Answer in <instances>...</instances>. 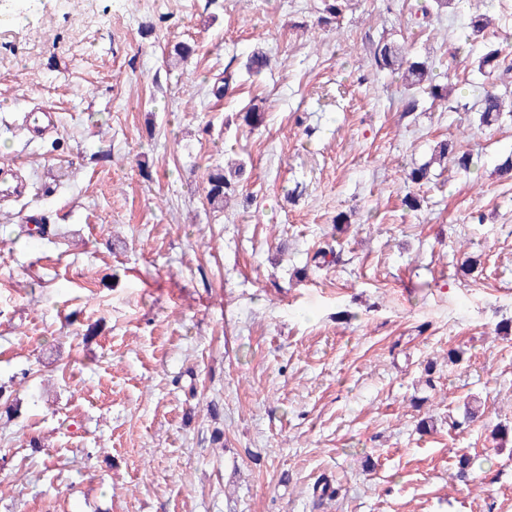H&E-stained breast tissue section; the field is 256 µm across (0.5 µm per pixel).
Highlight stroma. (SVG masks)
Returning <instances> with one entry per match:
<instances>
[{
  "label": "stroma",
  "mask_w": 512,
  "mask_h": 512,
  "mask_svg": "<svg viewBox=\"0 0 512 512\" xmlns=\"http://www.w3.org/2000/svg\"><path fill=\"white\" fill-rule=\"evenodd\" d=\"M58 2L0 0V512H512V119L474 108L512 0ZM448 138L470 170L410 182ZM372 54L376 66L380 70H387L397 74L403 82L405 89L409 91V98L406 102V111H416L419 106L417 93L419 91L426 92L433 100H441L448 98L447 86L452 85L450 81V73L444 74V78L448 79L446 86L435 83L432 76V67L426 60L410 61L406 56L404 47L388 41L379 40L372 45ZM27 124L34 136H44L58 127L57 112L50 107L35 108L27 115ZM206 198L212 205L224 204L230 183L224 177V173L218 169L209 173L207 178Z\"/></svg>",
  "instance_id": "obj_1"
}]
</instances>
